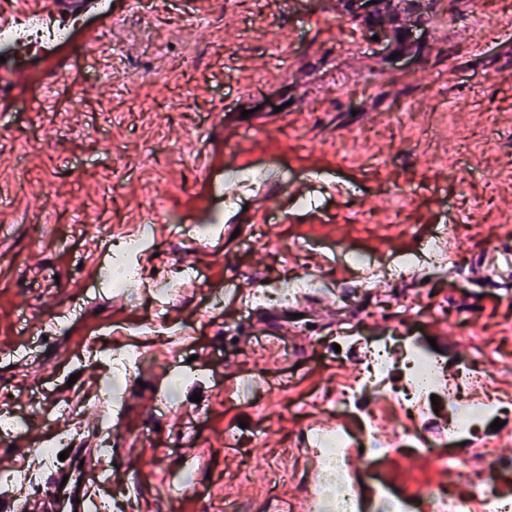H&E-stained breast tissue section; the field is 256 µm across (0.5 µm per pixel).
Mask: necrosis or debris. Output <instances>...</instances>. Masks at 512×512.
Wrapping results in <instances>:
<instances>
[{
	"instance_id": "necrosis-or-debris-1",
	"label": "necrosis or debris",
	"mask_w": 512,
	"mask_h": 512,
	"mask_svg": "<svg viewBox=\"0 0 512 512\" xmlns=\"http://www.w3.org/2000/svg\"><path fill=\"white\" fill-rule=\"evenodd\" d=\"M147 243L143 233L123 238L101 284L117 289L140 280L136 258ZM336 342L337 361L358 351L366 366L329 393L331 413L343 426L315 434L317 480L327 493L311 501L310 512H461L464 502L473 512H512V489L487 478L491 467L512 473V458L494 444L499 432L512 437V411L505 396L489 389L487 374L466 359L448 365L416 334L370 339L343 332ZM390 416L402 426L392 436L382 427ZM497 419L504 423L499 431L491 427ZM399 459L434 461L453 468L456 478L447 484L427 478L412 490L371 477L375 463Z\"/></svg>"
}]
</instances>
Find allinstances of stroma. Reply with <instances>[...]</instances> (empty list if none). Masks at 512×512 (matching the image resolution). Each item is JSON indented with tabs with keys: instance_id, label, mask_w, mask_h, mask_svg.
<instances>
[{
	"instance_id": "obj_1",
	"label": "stroma",
	"mask_w": 512,
	"mask_h": 512,
	"mask_svg": "<svg viewBox=\"0 0 512 512\" xmlns=\"http://www.w3.org/2000/svg\"><path fill=\"white\" fill-rule=\"evenodd\" d=\"M407 0L381 5L383 45L365 41L339 0H142L78 67L35 73L46 89L7 87L0 111V416L50 436V419L80 422L72 467L95 447L96 394L117 379L121 418L106 465L135 512H221L225 499L268 512L271 467H287L306 420L296 405L352 379L340 330L397 325L434 338L448 360L512 362V0ZM117 73L115 83L98 81ZM84 107L69 108L71 86ZM269 167L232 205L210 196L202 169L229 178L233 158ZM319 162L342 195L305 182ZM303 185L285 195L280 181ZM414 205H403L404 196ZM164 229L140 260L195 285L165 302L90 279L111 238L136 233L149 205ZM216 225L207 238L198 224ZM456 225L443 267L391 280L353 275L347 257L396 265ZM304 273L330 290L289 305L279 322L254 292ZM139 347L133 371L105 372L93 340ZM188 379L169 407L160 385ZM265 379L239 398L241 376ZM199 403H191L193 394ZM250 444L226 447L225 431ZM36 449L0 438V465L49 487ZM193 491L167 494L186 458Z\"/></svg>"
}]
</instances>
